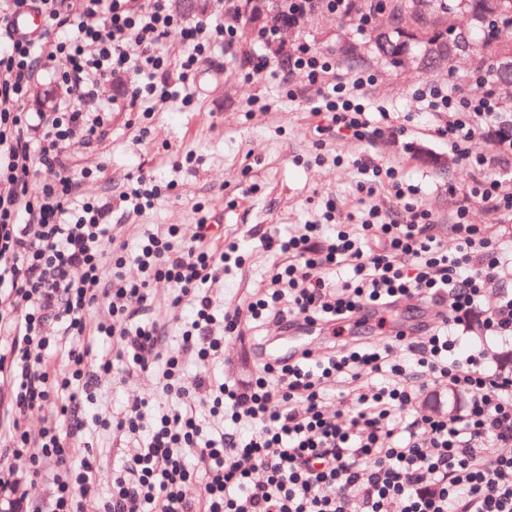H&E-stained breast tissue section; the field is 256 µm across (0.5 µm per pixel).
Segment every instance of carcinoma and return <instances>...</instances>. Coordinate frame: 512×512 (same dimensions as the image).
Instances as JSON below:
<instances>
[{
  "instance_id": "carcinoma-1",
  "label": "carcinoma",
  "mask_w": 512,
  "mask_h": 512,
  "mask_svg": "<svg viewBox=\"0 0 512 512\" xmlns=\"http://www.w3.org/2000/svg\"><path fill=\"white\" fill-rule=\"evenodd\" d=\"M279 0H256L252 10L224 13V23L248 24L261 38L268 27L286 22ZM393 27L375 30L371 52L398 66L410 59L432 69L455 68L459 55L473 56V68L485 71L500 94L506 126L512 128V0H387Z\"/></svg>"
}]
</instances>
